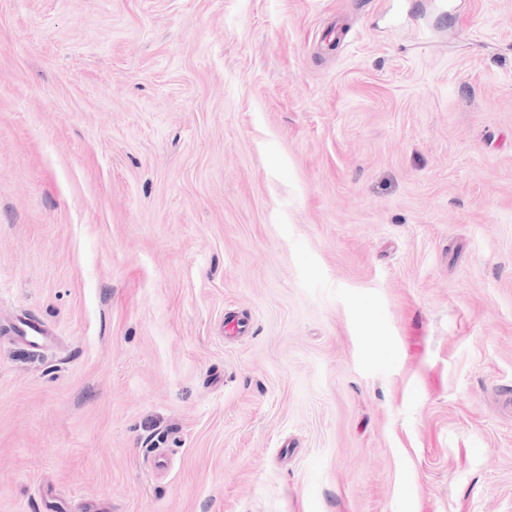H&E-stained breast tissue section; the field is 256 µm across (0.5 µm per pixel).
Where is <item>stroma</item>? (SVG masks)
I'll use <instances>...</instances> for the list:
<instances>
[{"mask_svg": "<svg viewBox=\"0 0 512 512\" xmlns=\"http://www.w3.org/2000/svg\"><path fill=\"white\" fill-rule=\"evenodd\" d=\"M432 3L0 0V512H512V0Z\"/></svg>", "mask_w": 512, "mask_h": 512, "instance_id": "35a3bbf8", "label": "stroma"}]
</instances>
